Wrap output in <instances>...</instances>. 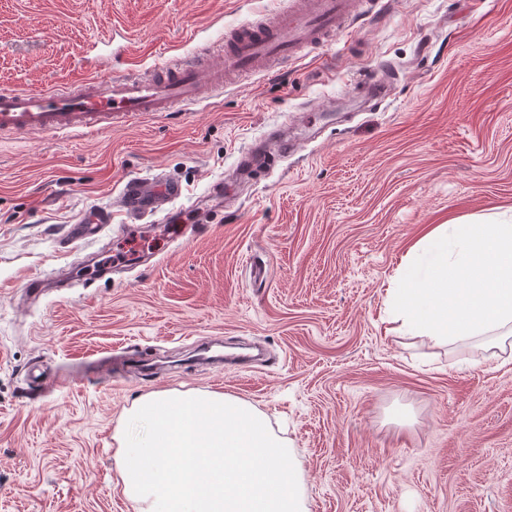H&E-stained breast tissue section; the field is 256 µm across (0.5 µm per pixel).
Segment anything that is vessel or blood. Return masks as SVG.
<instances>
[{
    "label": "vessel or blood",
    "mask_w": 512,
    "mask_h": 512,
    "mask_svg": "<svg viewBox=\"0 0 512 512\" xmlns=\"http://www.w3.org/2000/svg\"><path fill=\"white\" fill-rule=\"evenodd\" d=\"M371 0H292L286 10L259 15L234 28L220 52H194L148 69L128 61L107 77H84L53 92L0 90V136L32 132L98 134L141 116H168L198 104L239 79L268 73L288 59L327 44L372 10ZM289 141L245 154L250 169L274 167ZM183 193L168 178L128 180L118 199L122 215L135 220L163 211ZM105 222L69 225L67 243L99 240Z\"/></svg>",
    "instance_id": "obj_1"
}]
</instances>
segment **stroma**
Here are the masks:
<instances>
[{
	"label": "stroma",
	"mask_w": 512,
	"mask_h": 512,
	"mask_svg": "<svg viewBox=\"0 0 512 512\" xmlns=\"http://www.w3.org/2000/svg\"><path fill=\"white\" fill-rule=\"evenodd\" d=\"M283 2L0 0V89L117 71L116 29L158 65ZM382 2L187 112L0 138V512H133L114 436L151 391L224 392L267 416L304 512H512V362L401 334L389 300L433 225L512 219V0ZM389 61L386 101L345 104ZM329 102L298 152L237 181L243 151ZM161 173L183 196L124 224V183ZM94 211L111 232L65 248L62 226ZM62 267L73 287L27 297ZM61 370L75 383L38 394L33 376Z\"/></svg>",
	"instance_id": "obj_1"
}]
</instances>
